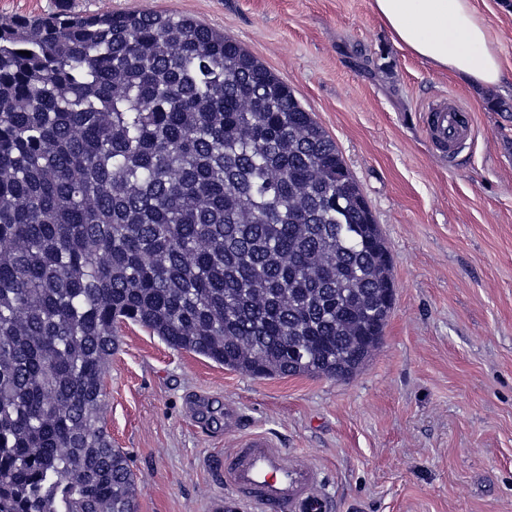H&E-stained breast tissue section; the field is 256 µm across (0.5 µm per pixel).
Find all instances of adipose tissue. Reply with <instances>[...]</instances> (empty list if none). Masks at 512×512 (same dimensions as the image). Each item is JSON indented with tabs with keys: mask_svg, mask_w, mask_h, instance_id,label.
Instances as JSON below:
<instances>
[{
	"mask_svg": "<svg viewBox=\"0 0 512 512\" xmlns=\"http://www.w3.org/2000/svg\"><path fill=\"white\" fill-rule=\"evenodd\" d=\"M373 8L419 57L479 87L501 83L495 40L472 0H373Z\"/></svg>",
	"mask_w": 512,
	"mask_h": 512,
	"instance_id": "1",
	"label": "adipose tissue"
}]
</instances>
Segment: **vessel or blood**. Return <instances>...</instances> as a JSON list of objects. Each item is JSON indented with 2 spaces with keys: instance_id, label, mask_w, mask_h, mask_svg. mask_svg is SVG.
Returning a JSON list of instances; mask_svg holds the SVG:
<instances>
[{
  "instance_id": "1",
  "label": "vessel or blood",
  "mask_w": 512,
  "mask_h": 512,
  "mask_svg": "<svg viewBox=\"0 0 512 512\" xmlns=\"http://www.w3.org/2000/svg\"><path fill=\"white\" fill-rule=\"evenodd\" d=\"M426 132L444 153L451 154L471 135L469 117L455 99L444 97L428 108ZM213 469L228 490L210 500V512H238L249 503L253 512H327L319 487V469L289 458L270 438L252 434L237 448L213 461Z\"/></svg>"
}]
</instances>
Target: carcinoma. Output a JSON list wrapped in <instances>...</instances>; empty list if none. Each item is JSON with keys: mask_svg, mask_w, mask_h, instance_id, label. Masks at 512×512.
<instances>
[{"mask_svg": "<svg viewBox=\"0 0 512 512\" xmlns=\"http://www.w3.org/2000/svg\"><path fill=\"white\" fill-rule=\"evenodd\" d=\"M393 304L336 144L236 40L159 12L0 24V512H138L103 424L117 324L346 380Z\"/></svg>", "mask_w": 512, "mask_h": 512, "instance_id": "obj_1", "label": "carcinoma"}]
</instances>
